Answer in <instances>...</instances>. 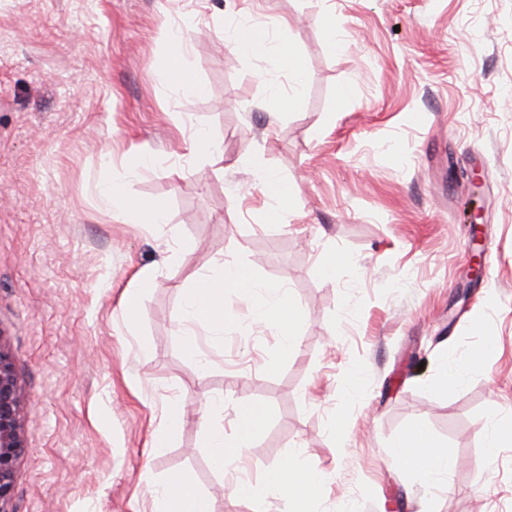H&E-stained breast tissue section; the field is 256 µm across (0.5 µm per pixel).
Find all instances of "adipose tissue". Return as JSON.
I'll return each instance as SVG.
<instances>
[{
    "label": "adipose tissue",
    "instance_id": "obj_1",
    "mask_svg": "<svg viewBox=\"0 0 512 512\" xmlns=\"http://www.w3.org/2000/svg\"><path fill=\"white\" fill-rule=\"evenodd\" d=\"M168 53L160 72L163 80L183 92L197 93L201 87L188 59L187 43L180 30L169 31ZM99 196L111 209L113 216L137 219L141 224L161 225L167 221V208L161 201L147 202L130 194L125 181L116 179L102 187ZM237 287L242 296L251 302L255 320L277 336L283 350H293L297 344L296 327L298 309L291 299L286 282L275 284L253 280L239 266L226 264L221 274L199 278L190 290L177 318L185 348L193 357H200L197 345L199 332L217 334L223 332L224 295L227 289ZM224 412L221 403L209 402L206 420L210 431V446L215 459L221 463L241 460L250 439L264 424L262 412L248 408L239 417L237 440L227 446L224 426L220 418ZM424 445L429 450L426 461L417 460L412 448ZM395 456L400 464L413 471L422 482L436 483L448 470V458L436 449L431 433L411 431L398 443ZM326 484L324 474L311 470L300 453L289 456L287 463L274 471L269 478L272 494L291 506L290 512H312L313 502L320 496ZM155 497L171 507L170 512H210L208 499L198 493L193 484L184 482L182 475H175L154 487Z\"/></svg>",
    "mask_w": 512,
    "mask_h": 512
}]
</instances>
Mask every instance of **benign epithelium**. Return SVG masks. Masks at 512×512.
Returning <instances> with one entry per match:
<instances>
[{
  "mask_svg": "<svg viewBox=\"0 0 512 512\" xmlns=\"http://www.w3.org/2000/svg\"><path fill=\"white\" fill-rule=\"evenodd\" d=\"M29 402L9 355L0 347V512H7L16 463L24 451L21 412Z\"/></svg>",
  "mask_w": 512,
  "mask_h": 512,
  "instance_id": "obj_1",
  "label": "benign epithelium"
}]
</instances>
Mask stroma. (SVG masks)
Segmentation results:
<instances>
[{"label":"stroma","instance_id":"obj_1","mask_svg":"<svg viewBox=\"0 0 512 512\" xmlns=\"http://www.w3.org/2000/svg\"><path fill=\"white\" fill-rule=\"evenodd\" d=\"M243 9L301 84L276 53L228 44ZM176 27L202 93L159 74ZM200 128L223 164L188 152ZM259 166L288 183L284 219ZM115 179L167 224L113 217L96 191ZM229 262L286 281L294 350L232 288L223 335L197 338L208 365L186 352L189 288ZM0 346L35 400L9 512H163L153 487L185 471L211 512H287L266 479L296 451L330 477L314 512H512V0H0ZM447 368L461 377L434 388ZM211 400L230 440L243 409L264 414L248 495L208 446ZM411 428L448 456L437 486L392 457Z\"/></svg>","mask_w":512,"mask_h":512}]
</instances>
